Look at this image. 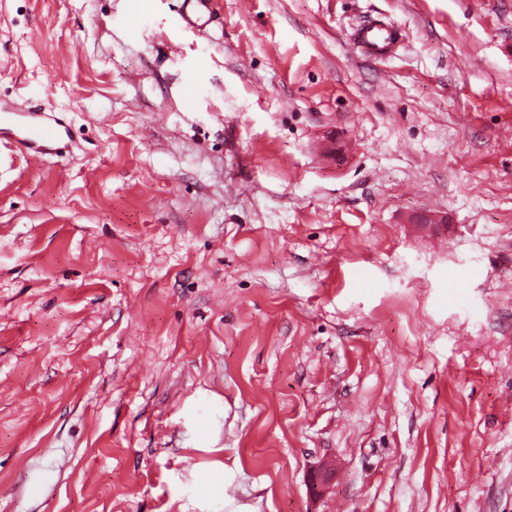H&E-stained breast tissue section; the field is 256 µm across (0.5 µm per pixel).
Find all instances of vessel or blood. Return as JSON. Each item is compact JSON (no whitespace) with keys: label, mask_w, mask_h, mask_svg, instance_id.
Masks as SVG:
<instances>
[{"label":"vessel or blood","mask_w":512,"mask_h":512,"mask_svg":"<svg viewBox=\"0 0 512 512\" xmlns=\"http://www.w3.org/2000/svg\"><path fill=\"white\" fill-rule=\"evenodd\" d=\"M181 18L191 27L203 26L206 21V0H183ZM401 38L392 24L366 21L354 31L352 42L366 58L386 59ZM68 136V126L60 119H47L41 110L27 103H0V144L14 145L33 162L40 163L51 156L60 155Z\"/></svg>","instance_id":"vessel-or-blood-1"}]
</instances>
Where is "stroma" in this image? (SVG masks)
<instances>
[{"instance_id": "stroma-1", "label": "stroma", "mask_w": 512, "mask_h": 512, "mask_svg": "<svg viewBox=\"0 0 512 512\" xmlns=\"http://www.w3.org/2000/svg\"><path fill=\"white\" fill-rule=\"evenodd\" d=\"M0 100V512H512V0H0ZM181 18L190 27H201L207 22L206 0H183ZM401 37V32L394 25L373 20L358 26L352 42L366 58L380 60L392 56ZM0 146L15 145L35 164L58 156L68 138V126L61 120L46 119L41 109L26 102L0 103ZM43 112V113H42Z\"/></svg>"}]
</instances>
